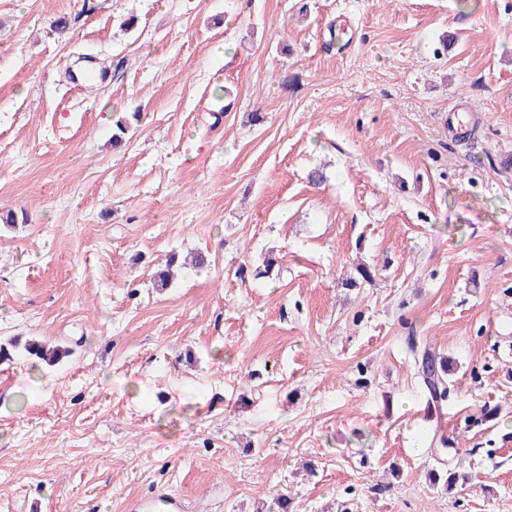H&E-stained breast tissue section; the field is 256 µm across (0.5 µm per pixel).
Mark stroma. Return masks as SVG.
<instances>
[{
  "instance_id": "obj_1",
  "label": "stroma",
  "mask_w": 512,
  "mask_h": 512,
  "mask_svg": "<svg viewBox=\"0 0 512 512\" xmlns=\"http://www.w3.org/2000/svg\"><path fill=\"white\" fill-rule=\"evenodd\" d=\"M9 211L0 512H512V0H0ZM24 352L28 358L52 366L68 357L71 350L61 345H49L38 339H30L24 345ZM411 351L416 354L418 375L424 391L428 394L434 409H440L448 401V361L440 359L429 350L418 352L414 343L410 345Z\"/></svg>"
}]
</instances>
